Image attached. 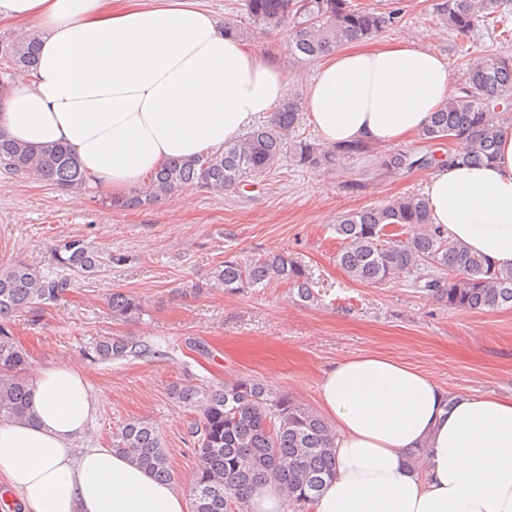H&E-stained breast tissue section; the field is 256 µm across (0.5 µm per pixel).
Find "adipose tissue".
<instances>
[{
    "label": "adipose tissue",
    "instance_id": "adipose-tissue-1",
    "mask_svg": "<svg viewBox=\"0 0 512 512\" xmlns=\"http://www.w3.org/2000/svg\"><path fill=\"white\" fill-rule=\"evenodd\" d=\"M38 20L34 65L0 84V131L61 145L89 188L118 196L174 160L222 149L282 101L279 52L228 36L198 0H0V22ZM324 146L416 137L452 93L448 67L408 41L340 46L304 82ZM432 224L512 268V129L489 164L443 166L424 186ZM336 475L315 512H512V400L449 394L381 354L324 372ZM101 406L78 370L31 379L30 421L0 420V476L24 512H186L169 480L79 442ZM426 451L424 469L407 458Z\"/></svg>",
    "mask_w": 512,
    "mask_h": 512
}]
</instances>
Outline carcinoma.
<instances>
[{
    "instance_id": "cac0c4a2",
    "label": "carcinoma",
    "mask_w": 512,
    "mask_h": 512,
    "mask_svg": "<svg viewBox=\"0 0 512 512\" xmlns=\"http://www.w3.org/2000/svg\"><path fill=\"white\" fill-rule=\"evenodd\" d=\"M509 0H442L436 13L458 37L470 36L480 24L496 18L504 24ZM247 22L228 32L244 37L250 29L286 33L288 52L313 63L330 49L366 39L395 27L400 9L355 7L351 0H245ZM35 39L3 41L0 61L9 69L36 60ZM495 110L512 111V57L488 53L462 66L456 91L422 130L424 142L452 144L437 150H397L381 157L380 167L392 175L429 171L440 164L476 165L491 161L501 128L489 124ZM303 101L290 93L271 119L255 126L224 149L188 160L172 161L150 175L144 186L115 207L149 204L186 187L222 193L270 172L288 159L297 168L332 173L343 163L374 152L366 142L327 149L299 134ZM0 164L15 176H37L65 191L89 187L75 157L64 147L40 150L0 134ZM336 234L342 247L336 263L359 283L377 285L400 272L415 274L414 286L436 295L448 308L487 311L512 307V269H502L431 224L424 197L408 195L365 207L340 217ZM114 260L112 254L78 237L57 246V271L44 274L26 263L0 271V418L29 417L26 353L13 341L9 321L36 303L60 301L72 276H89ZM211 287L234 294L246 288L285 283L304 301L315 300L303 265L280 251L247 259L231 257L210 272ZM112 317L132 322L143 315L140 301L114 292ZM139 344L124 336L101 339L95 354L111 361L137 353ZM169 395L198 414L192 433L198 453L190 491V512H246L253 487L269 483L285 502L314 506L324 483L336 472L335 433L316 412L295 403L267 384L243 378L224 386L174 384ZM115 451L161 479L171 478L161 433L144 420L124 423L112 435Z\"/></svg>"
}]
</instances>
